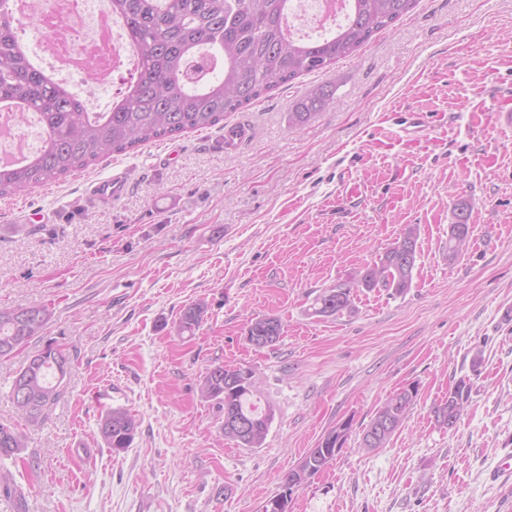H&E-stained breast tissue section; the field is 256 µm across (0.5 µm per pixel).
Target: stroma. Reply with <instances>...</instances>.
<instances>
[{"instance_id":"obj_1","label":"stroma","mask_w":512,"mask_h":512,"mask_svg":"<svg viewBox=\"0 0 512 512\" xmlns=\"http://www.w3.org/2000/svg\"><path fill=\"white\" fill-rule=\"evenodd\" d=\"M327 81L333 104L291 125L305 87ZM497 110H512V0H418L333 71L227 113L251 129L235 150L222 128L188 132L0 198V306L50 313L0 360V422H16L10 387L34 354L50 344L70 360L45 425L0 463L25 512H260L347 419L344 448L290 512H512V128ZM116 166L126 195L92 201L88 183ZM461 203L471 239L451 264ZM407 224L420 234L406 294L357 288L352 311L312 315ZM196 302L202 323L180 331ZM264 316L285 332L257 349L246 329ZM216 365L252 370L273 404L261 447L226 440L201 397ZM462 380L467 412L441 426L432 408ZM410 386L403 427L362 449L380 404ZM118 406L139 427L116 454L98 422Z\"/></svg>"}]
</instances>
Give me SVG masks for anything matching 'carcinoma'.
I'll return each mask as SVG.
<instances>
[{
	"label": "carcinoma",
	"mask_w": 512,
	"mask_h": 512,
	"mask_svg": "<svg viewBox=\"0 0 512 512\" xmlns=\"http://www.w3.org/2000/svg\"><path fill=\"white\" fill-rule=\"evenodd\" d=\"M289 0H110L125 20L139 68L135 81L112 111L92 115L79 95L54 81L25 54L17 38L18 22L9 0H0V103L9 102L23 116H41L44 140L39 151L17 163L0 165V198L80 171L101 158L125 153L150 141L178 137L215 127L224 114L255 102L280 84L304 74L329 72L376 33L409 13L416 0H350L345 20L332 33L317 39L294 37L287 24ZM336 88L321 83L307 89L293 105L289 122L302 124L332 103ZM470 225L449 228L444 245L448 263L466 249ZM418 227L403 232L379 257L349 281L324 289L312 304L317 316L341 315L352 310V289L386 288L396 295L412 286ZM204 306L183 311L179 327L193 331L203 319ZM49 320L43 306L0 307V345H26L42 335ZM284 332L280 319L265 316L251 322L247 337L270 336L258 343L265 348ZM69 358L49 345L33 355L14 377L11 399L18 416L31 427L41 426L48 411L64 395ZM201 396L248 424L247 432L224 431L243 448L262 446L275 418L268 404L257 406L256 388L239 385V369L215 366L206 371ZM417 389H402L384 402L364 427L360 447H385L413 408ZM469 398L461 381L448 399L434 407L435 420L459 421ZM138 422L122 407L108 409L100 418L99 433L112 452L129 448ZM351 423L345 421L309 449L283 480L275 501L288 512L294 489L302 487L333 464L343 448ZM26 448L25 436L14 425L0 423V461L17 458ZM0 493L24 512V495L6 479Z\"/></svg>",
	"instance_id": "carcinoma-1"
}]
</instances>
